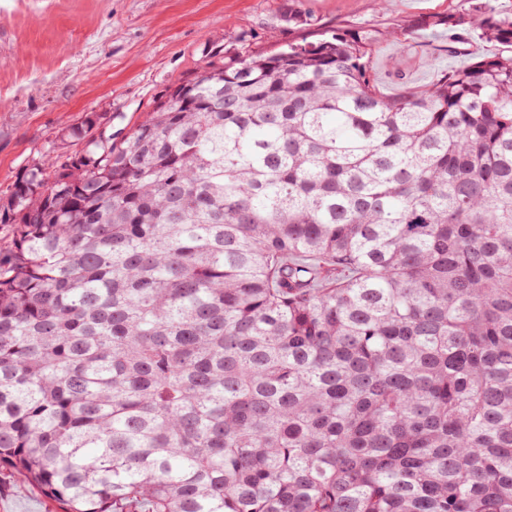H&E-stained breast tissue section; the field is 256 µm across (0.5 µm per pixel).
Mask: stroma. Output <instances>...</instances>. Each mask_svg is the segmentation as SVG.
Segmentation results:
<instances>
[{
  "label": "stroma",
  "mask_w": 512,
  "mask_h": 512,
  "mask_svg": "<svg viewBox=\"0 0 512 512\" xmlns=\"http://www.w3.org/2000/svg\"><path fill=\"white\" fill-rule=\"evenodd\" d=\"M281 0H0V197L33 164L59 153L62 134L86 116L129 132L165 90L190 79L215 47L254 51L318 30L380 25L425 14L512 16V0H299L308 26L284 20ZM468 29L422 31L383 43L372 59L386 96L427 86L448 68L507 55ZM0 512H60L27 482L0 474Z\"/></svg>",
  "instance_id": "obj_1"
}]
</instances>
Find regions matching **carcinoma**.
<instances>
[{
    "instance_id": "obj_1",
    "label": "carcinoma",
    "mask_w": 512,
    "mask_h": 512,
    "mask_svg": "<svg viewBox=\"0 0 512 512\" xmlns=\"http://www.w3.org/2000/svg\"><path fill=\"white\" fill-rule=\"evenodd\" d=\"M284 18L305 25L296 0ZM422 14L211 50L0 198V470L63 512H512V56ZM455 32L449 37L448 30H428L383 43L371 63L381 92L393 97L407 87L432 84L448 67L461 69L479 57L512 54L499 43L479 40L469 29Z\"/></svg>"
}]
</instances>
